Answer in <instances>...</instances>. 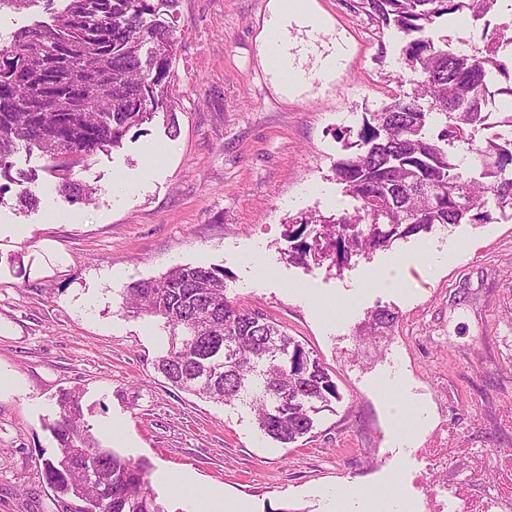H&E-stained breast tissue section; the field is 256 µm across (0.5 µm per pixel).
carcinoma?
I'll return each instance as SVG.
<instances>
[{"label":"carcinoma","mask_w":512,"mask_h":512,"mask_svg":"<svg viewBox=\"0 0 512 512\" xmlns=\"http://www.w3.org/2000/svg\"><path fill=\"white\" fill-rule=\"evenodd\" d=\"M175 2L63 0L56 8L55 0H0V10L42 3L52 12V23L25 27L0 48V178L19 187L21 205L36 202L37 178L12 175L18 143L63 172L66 198L84 202L91 192L73 179L76 164L120 147L160 109L175 123L170 73L179 38L175 27L147 20ZM497 3L360 0L371 20L407 40L406 61L422 80L414 95L373 113L357 132L356 150L335 164L336 181L360 207L332 219L311 214L292 221L290 261L314 257L339 268L435 226L491 223V205L512 209V139H475L488 71L504 77L501 93L512 97V58L498 55L512 20L485 33L486 47L472 54L450 52L429 35L437 20L464 7L483 16ZM437 115L445 122L433 135L428 128ZM460 143L465 154L458 156L451 148ZM473 168L482 179L470 176ZM122 296L127 312L163 320L167 348L155 359L158 373L179 389L250 407L258 430L278 444L309 434L314 416L337 397L330 375L281 325L228 298L221 270L177 265L127 286ZM397 319L386 307L376 309L361 332L384 336ZM57 405L51 431L59 455L44 464L54 512H165L147 466L103 447L84 427L76 392L61 394Z\"/></svg>","instance_id":"carcinoma-1"}]
</instances>
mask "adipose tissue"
Returning <instances> with one entry per match:
<instances>
[{
  "instance_id": "ef3b65f1",
  "label": "adipose tissue",
  "mask_w": 512,
  "mask_h": 512,
  "mask_svg": "<svg viewBox=\"0 0 512 512\" xmlns=\"http://www.w3.org/2000/svg\"><path fill=\"white\" fill-rule=\"evenodd\" d=\"M294 24L318 34L326 29L328 21L319 12L315 0H269L268 14L259 35V55L264 69L286 94L305 80L288 52V28Z\"/></svg>"
}]
</instances>
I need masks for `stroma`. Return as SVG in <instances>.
Masks as SVG:
<instances>
[{
  "mask_svg": "<svg viewBox=\"0 0 512 512\" xmlns=\"http://www.w3.org/2000/svg\"><path fill=\"white\" fill-rule=\"evenodd\" d=\"M268 0H178L159 21L175 25V129L157 120L131 129L121 148L75 169L95 188L69 203L37 149L18 145L13 172L37 175L35 206L0 184V512H52L43 463L58 445L49 426L60 390L82 394L84 420L105 447L147 463L168 512H202L206 488L223 489L238 512H340L361 488L417 497V448L440 426L464 447L512 450L500 424L512 405V222L435 228L352 259L343 270L288 259V222L353 209L333 167L349 132L421 78L405 43L358 0H316L332 24L311 39L290 28L296 65L310 80L277 92L258 57ZM436 43L477 51L463 11L432 28ZM344 39L350 58L336 80H315L324 43ZM171 146L148 167L151 147ZM401 254L423 256L417 284H369L365 274ZM220 268L227 294L262 312L318 359L339 398L314 429L281 447L253 412L178 391L153 363L167 344L156 318L121 307L127 284L176 265ZM333 302L341 318L325 315ZM398 315L390 335L362 341L368 313ZM406 408L422 421L396 429ZM182 486L173 489L170 477Z\"/></svg>",
  "mask_w": 512,
  "mask_h": 512,
  "instance_id": "stroma-1",
  "label": "stroma"
}]
</instances>
